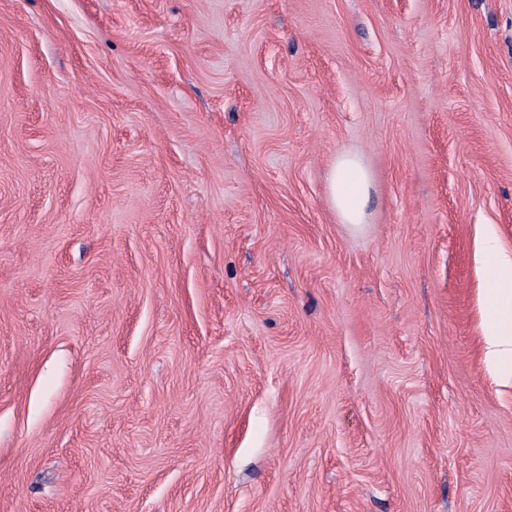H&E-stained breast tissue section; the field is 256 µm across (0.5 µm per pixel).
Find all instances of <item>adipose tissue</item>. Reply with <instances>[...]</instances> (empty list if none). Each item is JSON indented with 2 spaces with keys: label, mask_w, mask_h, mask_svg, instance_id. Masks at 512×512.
I'll list each match as a JSON object with an SVG mask.
<instances>
[{
  "label": "adipose tissue",
  "mask_w": 512,
  "mask_h": 512,
  "mask_svg": "<svg viewBox=\"0 0 512 512\" xmlns=\"http://www.w3.org/2000/svg\"><path fill=\"white\" fill-rule=\"evenodd\" d=\"M326 184L328 200L341 223L357 226L366 222L372 177L359 155L338 154L327 172ZM481 256L487 270L485 359L512 377V253L504 251L489 234L482 240Z\"/></svg>",
  "instance_id": "ef3b65f1"
}]
</instances>
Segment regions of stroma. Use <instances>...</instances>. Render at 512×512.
<instances>
[{"label":"stroma","instance_id":"obj_1","mask_svg":"<svg viewBox=\"0 0 512 512\" xmlns=\"http://www.w3.org/2000/svg\"><path fill=\"white\" fill-rule=\"evenodd\" d=\"M488 232L512 0H0V512H512ZM328 200L342 224H366L371 197L372 177L363 159L352 153H340L326 177Z\"/></svg>","mask_w":512,"mask_h":512}]
</instances>
